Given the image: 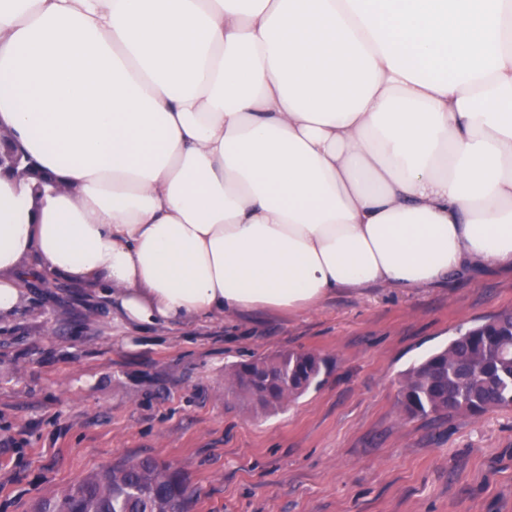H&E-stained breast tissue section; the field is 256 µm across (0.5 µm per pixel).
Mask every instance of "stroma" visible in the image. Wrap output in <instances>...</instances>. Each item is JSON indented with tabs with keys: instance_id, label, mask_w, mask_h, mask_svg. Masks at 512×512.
Wrapping results in <instances>:
<instances>
[{
	"instance_id": "35a3bbf8",
	"label": "stroma",
	"mask_w": 512,
	"mask_h": 512,
	"mask_svg": "<svg viewBox=\"0 0 512 512\" xmlns=\"http://www.w3.org/2000/svg\"><path fill=\"white\" fill-rule=\"evenodd\" d=\"M21 286L0 322V512L144 455L186 472L191 512H512V408L398 406L406 369L512 309L511 268L173 326L57 278ZM289 349L328 361L319 388L270 415L225 404L229 365Z\"/></svg>"
}]
</instances>
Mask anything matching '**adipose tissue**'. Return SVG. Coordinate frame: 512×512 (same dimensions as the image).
I'll return each mask as SVG.
<instances>
[{
  "label": "adipose tissue",
  "instance_id": "obj_1",
  "mask_svg": "<svg viewBox=\"0 0 512 512\" xmlns=\"http://www.w3.org/2000/svg\"><path fill=\"white\" fill-rule=\"evenodd\" d=\"M0 319L139 324L512 263V0H0Z\"/></svg>",
  "mask_w": 512,
  "mask_h": 512
}]
</instances>
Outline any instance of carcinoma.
I'll return each instance as SVG.
<instances>
[{"label":"carcinoma","instance_id":"carcinoma-1","mask_svg":"<svg viewBox=\"0 0 512 512\" xmlns=\"http://www.w3.org/2000/svg\"><path fill=\"white\" fill-rule=\"evenodd\" d=\"M327 367L310 351L286 350L232 364L224 377V399L267 412L304 395ZM275 380L258 397L250 379ZM399 404L409 420L433 416H480L512 407V310L469 328L401 377ZM189 478L154 457L121 458L72 483L36 506L35 512H190Z\"/></svg>","mask_w":512,"mask_h":512}]
</instances>
